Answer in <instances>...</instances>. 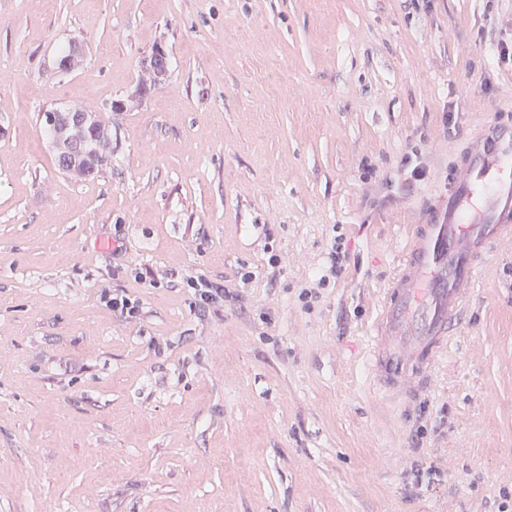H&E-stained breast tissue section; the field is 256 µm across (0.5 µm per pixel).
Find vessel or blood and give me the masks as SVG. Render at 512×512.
I'll use <instances>...</instances> for the list:
<instances>
[{
    "label": "vessel or blood",
    "instance_id": "obj_1",
    "mask_svg": "<svg viewBox=\"0 0 512 512\" xmlns=\"http://www.w3.org/2000/svg\"><path fill=\"white\" fill-rule=\"evenodd\" d=\"M512 243V122L466 144L440 203L412 225L370 336L374 379L397 396L428 381L493 246Z\"/></svg>",
    "mask_w": 512,
    "mask_h": 512
}]
</instances>
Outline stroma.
<instances>
[{
	"label": "stroma",
	"instance_id": "35a3bbf8",
	"mask_svg": "<svg viewBox=\"0 0 512 512\" xmlns=\"http://www.w3.org/2000/svg\"><path fill=\"white\" fill-rule=\"evenodd\" d=\"M508 45L512 0H0V512H512V247L431 385L368 366L410 224L512 121ZM75 105L112 126L85 181ZM142 71L145 78L136 86L130 100L144 97L152 88L166 79L169 71L168 55L161 46L155 47L144 57ZM89 111L83 109L82 107H66L63 109H52L50 112H45V123H46V114L48 113L49 124L54 127L56 124L59 127H63L64 131L70 129L72 126V121L75 123L73 128H84L91 123V117L93 116ZM188 285L193 288L196 298L202 305L216 304L223 301V288H216L211 281L205 278H191Z\"/></svg>",
	"mask_w": 512,
	"mask_h": 512
}]
</instances>
